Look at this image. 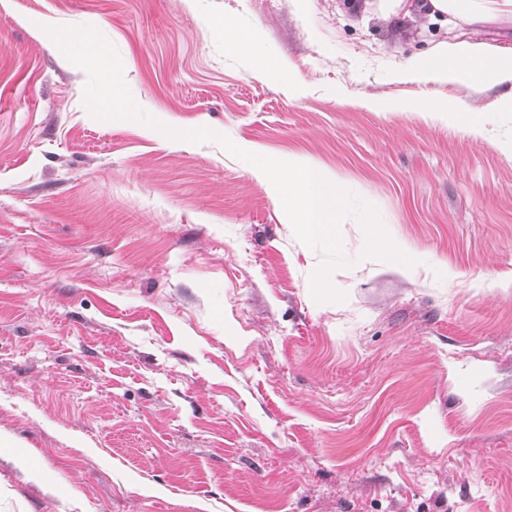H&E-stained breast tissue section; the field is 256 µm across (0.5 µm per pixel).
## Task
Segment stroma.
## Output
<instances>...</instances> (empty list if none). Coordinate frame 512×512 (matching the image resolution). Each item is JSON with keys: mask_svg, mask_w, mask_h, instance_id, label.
Returning a JSON list of instances; mask_svg holds the SVG:
<instances>
[{"mask_svg": "<svg viewBox=\"0 0 512 512\" xmlns=\"http://www.w3.org/2000/svg\"><path fill=\"white\" fill-rule=\"evenodd\" d=\"M47 25L97 28L160 121L333 172L416 267L363 257L347 217L346 299L316 302L325 256L264 181L93 118ZM462 38L375 0H0V435L53 481L0 451V512H512V112L390 78ZM224 39L236 45L247 44V51L255 62L262 68L269 65L268 58L255 45L250 44L251 38L244 36L236 25L229 19L224 21ZM419 112L424 116L446 121L470 134L483 135L485 131L478 112L466 110L450 96H437L425 100Z\"/></svg>", "mask_w": 512, "mask_h": 512, "instance_id": "1", "label": "stroma"}]
</instances>
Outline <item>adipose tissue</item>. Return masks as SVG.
Wrapping results in <instances>:
<instances>
[{
	"label": "adipose tissue",
	"mask_w": 512,
	"mask_h": 512,
	"mask_svg": "<svg viewBox=\"0 0 512 512\" xmlns=\"http://www.w3.org/2000/svg\"><path fill=\"white\" fill-rule=\"evenodd\" d=\"M377 9L388 18L449 21L471 32L470 39L444 43L407 58L393 71V80L448 85L468 80L481 89L497 87L501 93L494 101L496 111L512 112V47H492L479 38L481 26L512 21V0H379ZM420 110L470 134L485 131L478 113L466 110L449 96L429 98Z\"/></svg>",
	"instance_id": "adipose-tissue-1"
}]
</instances>
